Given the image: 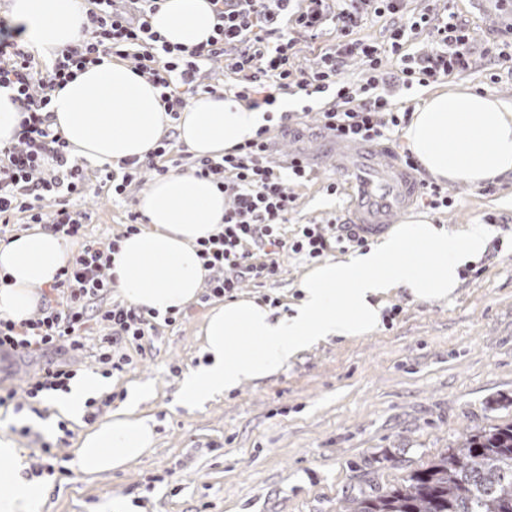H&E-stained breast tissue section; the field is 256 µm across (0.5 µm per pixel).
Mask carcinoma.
<instances>
[{
	"mask_svg": "<svg viewBox=\"0 0 512 512\" xmlns=\"http://www.w3.org/2000/svg\"><path fill=\"white\" fill-rule=\"evenodd\" d=\"M342 512H512V422L465 434L457 447Z\"/></svg>",
	"mask_w": 512,
	"mask_h": 512,
	"instance_id": "obj_1",
	"label": "carcinoma"
}]
</instances>
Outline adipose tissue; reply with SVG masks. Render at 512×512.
<instances>
[{
  "label": "adipose tissue",
  "mask_w": 512,
  "mask_h": 512,
  "mask_svg": "<svg viewBox=\"0 0 512 512\" xmlns=\"http://www.w3.org/2000/svg\"><path fill=\"white\" fill-rule=\"evenodd\" d=\"M11 11L24 27L25 46L46 61L77 43L88 22L81 0H13ZM215 24L208 0H161L152 18L154 31L187 50L207 42ZM160 94L131 66L108 58L88 65L54 93L53 123L76 157L97 164L142 160L158 147L169 123ZM292 108L287 100L269 113L230 94H202L180 114L179 141L196 157L216 159ZM404 137L420 167L436 180L477 188L512 178V103L496 95L435 92L417 107ZM224 205L223 192L211 180L182 171L155 178L137 203L147 226L123 239L112 257L115 287L124 300L162 315L197 300L209 276L198 242L222 230ZM492 234L486 224L446 229L426 216L411 215L370 251L315 264L297 285L301 297L291 313L274 315L248 298L215 305L201 328L208 361L185 373V402L201 406L243 382L276 376L299 354L330 338L372 334L385 302L398 290L418 302L451 299L461 267L485 252ZM71 255L67 238L38 225L0 242V273L11 277L0 283V317L32 316L42 288L53 283ZM106 390L103 379L88 372L51 404L75 417L87 398ZM146 396L138 390L81 438L74 463L89 479L129 469L153 448V420L141 407ZM18 460L14 441L1 431L0 512H40L45 490L18 477Z\"/></svg>",
  "instance_id": "obj_1"
}]
</instances>
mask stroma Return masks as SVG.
I'll use <instances>...</instances> for the list:
<instances>
[{
  "instance_id": "1",
  "label": "stroma",
  "mask_w": 512,
  "mask_h": 512,
  "mask_svg": "<svg viewBox=\"0 0 512 512\" xmlns=\"http://www.w3.org/2000/svg\"><path fill=\"white\" fill-rule=\"evenodd\" d=\"M426 11L437 18L455 14L469 27L473 64L435 87L393 89V110L416 108L438 88L489 92L512 102V55L486 52L512 29V0H404L397 16L372 4L354 37L377 46L381 72L395 76L401 63L391 52L393 25ZM288 39L302 70L314 68L339 42L332 22L308 32L290 17L266 36L272 45ZM296 99L313 113L331 102L301 93ZM313 113L290 112L268 132L271 158L284 162L300 154L309 165L304 179L288 184L294 198L289 235L300 224L347 223L354 187L370 176L360 167L341 171L340 146ZM91 183L78 209L86 214V235L106 243L123 231L151 179L133 182L119 201L99 178ZM443 188L452 206L434 210L416 197L407 214L450 227L489 222L496 230L485 254L466 265L455 296L422 303L398 292L391 302L401 313L392 326L320 344L278 376L244 383L196 409L181 405L179 389L184 373L201 362L198 332L211 304L190 303L175 324L157 321L153 335L126 347L128 364L109 379L116 398L100 413L109 418L122 405L119 393L148 386L152 395L144 408L156 422L154 448L136 466L94 480L77 470L43 475L41 512H101L113 497L128 498L136 512H338L348 498L403 483L465 433L512 422V179L478 189L460 182ZM280 264L276 281L246 285L244 295L278 299L279 310H286L310 263L284 253ZM61 421L69 433L60 438ZM90 427L53 408L39 417L0 407V429L13 434L25 478L44 440L55 439L58 456L69 458Z\"/></svg>"
}]
</instances>
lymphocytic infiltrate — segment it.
Instances as JSON below:
<instances>
[{
    "instance_id": "obj_1",
    "label": "lymphocytic infiltrate",
    "mask_w": 512,
    "mask_h": 512,
    "mask_svg": "<svg viewBox=\"0 0 512 512\" xmlns=\"http://www.w3.org/2000/svg\"><path fill=\"white\" fill-rule=\"evenodd\" d=\"M134 2L136 9L130 12L122 0H86L89 39L64 47L48 65L35 61L24 50L21 27L0 17V89L16 90L21 112L15 141L0 144L1 224H9L16 214L23 213L30 223L43 224L47 231L81 236L82 214L73 210L72 202L87 190L86 165L71 157L68 142L50 121L48 107L56 90L104 56L133 60L135 72L161 87L163 110L173 120L179 119L186 105L185 93H215V86L200 82L199 73L223 57L228 44L238 48L230 64L237 77L232 91L238 99H249L265 77L275 86L261 99L268 106L276 103L281 92L310 95L334 91L333 103L320 111L319 118L337 143H377L409 120L408 115L392 110L383 74L373 73L358 86L341 78L345 58L359 56L373 64L378 61L376 46L352 38L356 11L363 0H349V7L334 13L341 41L325 52L320 66L310 72L294 67L292 43L265 48L261 36L253 32L260 22L278 24L292 0H210L217 19L215 34L189 52L173 49L153 31L151 19L159 0ZM429 22V14L424 13L410 26H399L391 34L392 51L403 61L397 78L402 87H426L472 65L470 31L453 14L434 28L436 51L417 57L404 54L409 31ZM266 134V129H259L254 139L234 146L221 158L197 160L193 167L195 175L212 180L227 200L223 230L204 240L199 252L210 272L206 282L210 296L231 299L244 282L275 279L281 272L279 255L286 250L315 259L335 244L344 249L368 244L365 232L354 224H303L294 237L283 236L293 203L285 183L305 177L306 165L298 156L284 171L269 165L264 159ZM50 196L57 209L47 222L42 208ZM118 250L115 239L105 246L93 239L85 241L48 286L45 303L34 317L21 322L0 317V357L55 356L22 389L1 388V406L19 397L41 404L49 393L68 391L76 372L63 358L84 349L91 323L106 329L99 338L98 362L102 376L107 378L122 367L114 359L115 348L142 341L155 319L176 322L175 313L162 316L122 300L99 307V300L112 290L107 271Z\"/></svg>"
}]
</instances>
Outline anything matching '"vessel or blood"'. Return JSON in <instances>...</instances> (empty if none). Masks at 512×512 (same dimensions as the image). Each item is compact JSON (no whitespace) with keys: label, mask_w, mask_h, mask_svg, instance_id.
I'll return each mask as SVG.
<instances>
[{"label":"vessel or blood","mask_w":512,"mask_h":512,"mask_svg":"<svg viewBox=\"0 0 512 512\" xmlns=\"http://www.w3.org/2000/svg\"><path fill=\"white\" fill-rule=\"evenodd\" d=\"M358 158L365 165L378 167L383 180L379 186L369 181L361 183L352 205V223L373 235L394 223L418 192L420 182L415 172L401 163L390 160L381 166L375 154L365 152L359 153Z\"/></svg>","instance_id":"obj_1"}]
</instances>
